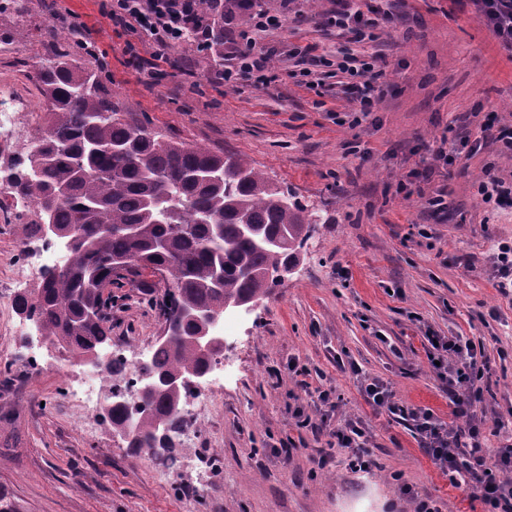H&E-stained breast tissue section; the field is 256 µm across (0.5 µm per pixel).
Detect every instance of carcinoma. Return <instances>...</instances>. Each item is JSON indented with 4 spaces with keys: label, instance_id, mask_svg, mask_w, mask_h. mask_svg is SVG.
<instances>
[{
    "label": "carcinoma",
    "instance_id": "obj_1",
    "mask_svg": "<svg viewBox=\"0 0 512 512\" xmlns=\"http://www.w3.org/2000/svg\"><path fill=\"white\" fill-rule=\"evenodd\" d=\"M95 49L50 54L35 72L48 112L26 158L10 164V193L38 209L31 233L54 224L67 249L60 267L41 272L31 294L14 305L38 323L45 338L76 355L109 340L106 281L162 278L171 293L163 328L176 336L194 335L196 324L184 311L215 312L229 298H268L286 268L297 266L321 215L300 203L295 192L266 176L248 158L174 140L121 110L102 86ZM224 179H208L211 172ZM136 226V238L125 228ZM132 264L113 267L118 259ZM224 269L221 286L215 271ZM207 354L188 343L164 338L141 373L153 381L174 379L204 368ZM182 393L156 387L135 408L118 399L104 419L137 451L149 448L171 465L183 425ZM166 429L158 428V421Z\"/></svg>",
    "mask_w": 512,
    "mask_h": 512
}]
</instances>
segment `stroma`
<instances>
[{
  "mask_svg": "<svg viewBox=\"0 0 512 512\" xmlns=\"http://www.w3.org/2000/svg\"><path fill=\"white\" fill-rule=\"evenodd\" d=\"M334 7L297 0L302 21L262 37L275 82L232 86L211 80L222 57L185 45L156 75L138 69L126 52L132 34L113 27L99 0H29L25 15L0 14V34L20 49L0 59V79L25 96L32 126L45 119L38 59L64 29L57 11L71 10L91 28L100 79L123 111L171 138L246 156L323 217L293 274L234 320L235 370L208 387L200 436L177 439L173 467L138 463L108 422L87 417L69 391L83 366L67 349L32 369L14 298L37 288L40 273L22 265L24 220H0V498L13 512H413L418 497L440 512H489L423 453L411 421L363 399L354 372L449 423L425 336L469 338L490 364L477 407L484 442L493 451L512 443V302L492 269L498 244L512 242V212L490 210L476 192L486 166L512 176V155L493 143L471 154L456 137L465 114L474 131L492 108L512 123V59L455 0H396L395 24L367 43L325 26ZM294 43L383 56L384 92L361 126L337 125L335 113L351 108L344 96L319 97L293 77ZM441 146L455 150L452 166L438 159ZM439 194L447 207L437 212L427 200ZM114 294L113 350L146 353L161 333L149 301L163 288L127 280ZM293 359L311 369V388L333 391L337 420L363 421L369 473H352L343 448L330 469L315 468L324 438L288 411L310 400L288 372Z\"/></svg>",
  "mask_w": 512,
  "mask_h": 512,
  "instance_id": "1",
  "label": "stroma"
}]
</instances>
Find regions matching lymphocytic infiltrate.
Segmentation results:
<instances>
[{
	"label": "lymphocytic infiltrate",
	"mask_w": 512,
	"mask_h": 512,
	"mask_svg": "<svg viewBox=\"0 0 512 512\" xmlns=\"http://www.w3.org/2000/svg\"><path fill=\"white\" fill-rule=\"evenodd\" d=\"M291 2L282 0L283 13L272 14L263 8L261 0H223L224 48L236 65L217 73L215 82L231 85L243 75L261 85L274 81L272 53L258 48L255 35L279 29L288 22L286 8ZM469 2L497 43L512 52V0ZM106 10L113 25L144 35V68L156 69L159 61L188 38L193 39L197 51L205 52L211 47L212 20L200 12L197 0H109ZM329 21L339 36L361 41L374 38L377 29L393 23L394 15L380 7L378 0H365L361 8L355 7L352 0H336ZM350 72L351 80L342 92L350 97L354 107L346 112L345 120L356 127L372 113L382 93L383 60L369 57L360 68ZM434 349L438 361L435 372L454 390V426L436 422L430 410L409 409L399 404L387 384L374 377L362 378L363 397L390 415L409 417L420 447L453 486L480 490L491 512H512V448L492 452L480 443L475 408L481 391L476 383L489 370L484 350L461 336L438 337ZM314 406L319 419H312L301 405L295 407L293 415L298 427L317 426L327 438L328 451L317 459L318 469L333 465L331 450L336 447L348 449L351 469L368 470L370 453L365 447L366 431L361 421L350 417L333 424L337 403L328 390L318 391Z\"/></svg>",
	"instance_id": "lymphocytic-infiltrate-1"
}]
</instances>
